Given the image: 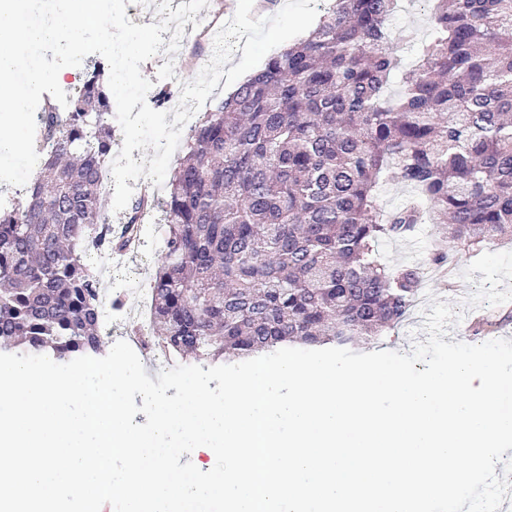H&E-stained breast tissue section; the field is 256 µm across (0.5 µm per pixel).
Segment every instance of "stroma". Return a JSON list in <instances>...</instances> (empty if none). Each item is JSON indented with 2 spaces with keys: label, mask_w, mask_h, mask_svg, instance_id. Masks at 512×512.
<instances>
[{
  "label": "stroma",
  "mask_w": 512,
  "mask_h": 512,
  "mask_svg": "<svg viewBox=\"0 0 512 512\" xmlns=\"http://www.w3.org/2000/svg\"><path fill=\"white\" fill-rule=\"evenodd\" d=\"M237 0H209L198 17L199 24L189 38L179 62L183 81H192L211 60L214 35L219 26L234 14ZM418 38L430 33V14L425 0H400L392 25V42L404 61H411L415 46L406 40L408 32ZM134 196L150 195L152 203L140 214L142 241L139 256L130 262L116 254H96L92 257L102 287L112 295H124L126 289H148L150 277L160 263L165 237V189L142 178L133 184ZM440 238L438 229L430 224L420 225L416 234L407 240L385 239L376 247L381 262L390 266L416 265L423 269L424 278L418 300L405 321L385 331L371 341L361 343L359 352L377 351L384 347L410 353L415 342L426 341L424 312L431 300L449 303L461 319L449 326L446 342L477 343L471 330L474 317L495 315L498 320L496 338L512 340V240L504 239L487 245L476 254L449 247L448 252L456 269L454 284H447L429 262V256Z\"/></svg>",
  "instance_id": "1"
}]
</instances>
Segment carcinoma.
Instances as JSON below:
<instances>
[{"mask_svg": "<svg viewBox=\"0 0 512 512\" xmlns=\"http://www.w3.org/2000/svg\"><path fill=\"white\" fill-rule=\"evenodd\" d=\"M398 2L335 0L190 134L151 279L166 356L206 369L355 345L405 319L422 282L417 266L382 263L380 240L431 223L474 253L512 232V0H429L408 66L391 48ZM111 109L95 68L67 111L38 115L41 171L0 213V344L14 354L101 352L91 255L128 243L99 206ZM390 174L418 195L384 213Z\"/></svg>", "mask_w": 512, "mask_h": 512, "instance_id": "1", "label": "carcinoma"}]
</instances>
